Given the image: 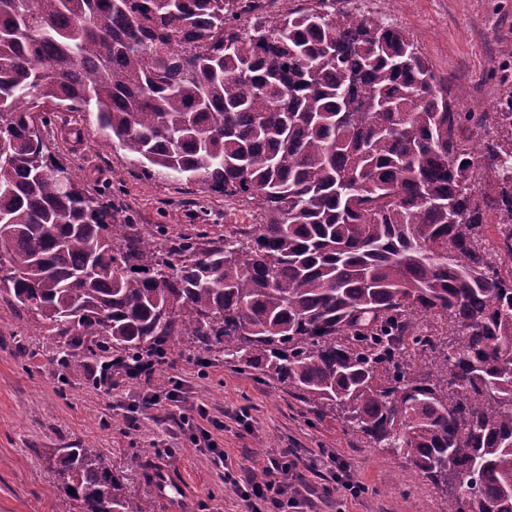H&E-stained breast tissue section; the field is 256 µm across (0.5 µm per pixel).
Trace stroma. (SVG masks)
<instances>
[{"instance_id":"obj_1","label":"stroma","mask_w":512,"mask_h":512,"mask_svg":"<svg viewBox=\"0 0 512 512\" xmlns=\"http://www.w3.org/2000/svg\"><path fill=\"white\" fill-rule=\"evenodd\" d=\"M338 9L370 16L405 32L430 62L438 81L463 111H497L512 85V0H336ZM81 112L59 113L49 141L64 163L83 170L90 186L114 188L121 218L171 234L255 223L254 210L221 197L203 199L196 185L167 178H135L121 157L100 151ZM174 352L163 371L183 384L178 401L152 404L143 382L113 374L111 384L86 371L64 373L52 337L26 312L0 298V512H80L64 491L48 448L94 443L113 471L133 478L147 512H246L225 472L261 468L256 449H293L299 471L315 490L332 485L340 468L367 487L360 497L337 491L318 512H449V501L413 475L401 456L362 443L334 414H315L284 385L256 378L209 352ZM205 405L216 449L194 447L176 420ZM247 419H240V411ZM175 466L193 497H163L143 470Z\"/></svg>"}]
</instances>
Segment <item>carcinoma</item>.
<instances>
[{
  "mask_svg": "<svg viewBox=\"0 0 512 512\" xmlns=\"http://www.w3.org/2000/svg\"><path fill=\"white\" fill-rule=\"evenodd\" d=\"M335 4L0 0V294L69 369L222 351L342 409L451 512H512V93L460 111L405 33ZM58 112L259 223L119 221L50 151ZM48 460L82 512H142L93 445Z\"/></svg>",
  "mask_w": 512,
  "mask_h": 512,
  "instance_id": "cac0c4a2",
  "label": "carcinoma"
}]
</instances>
